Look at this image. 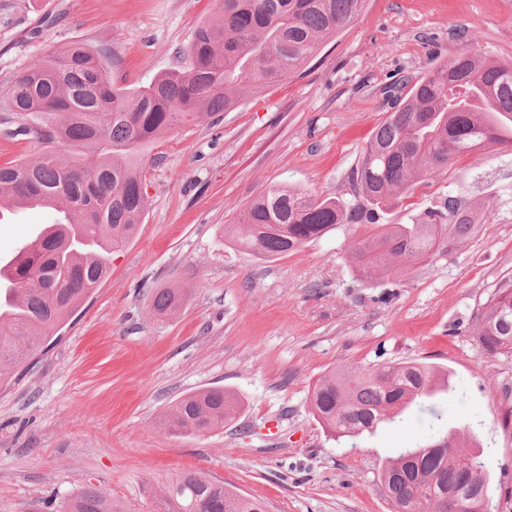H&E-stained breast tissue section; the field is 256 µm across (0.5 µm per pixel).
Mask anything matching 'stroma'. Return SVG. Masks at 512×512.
<instances>
[{
	"label": "stroma",
	"mask_w": 512,
	"mask_h": 512,
	"mask_svg": "<svg viewBox=\"0 0 512 512\" xmlns=\"http://www.w3.org/2000/svg\"><path fill=\"white\" fill-rule=\"evenodd\" d=\"M217 0H0V86L81 42L116 88L184 67ZM472 46L512 61V0H366L360 15L285 81L212 124L180 128L147 157L148 208L110 273L26 369L0 386V512H60L87 486L147 512L150 490L193 470L262 499L267 512H392L381 469L402 449L468 431L462 457L489 463L491 512H512V354H489L474 314L512 276V145L423 177L384 216L416 223L453 196L475 216L433 261L366 280L338 225L276 259L231 245L224 227L272 186L350 198L352 173L394 95ZM51 211L0 223V258L35 240ZM180 288L170 318L150 312ZM428 362L448 374L433 400L354 439L314 419L315 382L341 363ZM243 402L192 438L157 422L210 388ZM182 302V295L177 288H160L156 291L152 304V314L160 317L176 313Z\"/></svg>",
	"instance_id": "obj_1"
}]
</instances>
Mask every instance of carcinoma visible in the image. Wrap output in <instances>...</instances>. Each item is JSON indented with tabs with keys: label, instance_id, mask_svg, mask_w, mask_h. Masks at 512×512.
I'll return each mask as SVG.
<instances>
[{
	"label": "carcinoma",
	"instance_id": "cac0c4a2",
	"mask_svg": "<svg viewBox=\"0 0 512 512\" xmlns=\"http://www.w3.org/2000/svg\"><path fill=\"white\" fill-rule=\"evenodd\" d=\"M216 20L198 27L184 49L187 69L160 75L147 86H112L104 57L74 42L39 59L0 89L23 135L44 145L33 160L0 165V203L43 196L68 213L67 241L39 239L27 246L11 282L16 317L0 319V384L44 339L82 305L108 276V256L135 236L147 206L142 179L149 148L186 124L203 125L233 110L244 92H256L302 68L321 44L343 31L364 0H218ZM512 63L464 48L419 78L399 97L365 148L352 198L317 197L271 186L225 228L236 246L280 258L339 224L370 226L353 259L367 278L400 263L431 259L437 247L472 224L454 197L418 224H383V214L404 198L420 175L454 157L501 144L512 135ZM177 288H160L152 314L176 313ZM475 336L491 354L512 353V277L475 316ZM445 377L423 362L362 367L340 364L324 373L310 394V410L334 436L355 438L429 402ZM241 409L227 389H207L176 402L161 425L176 436L224 427ZM455 432L404 450L385 465L381 485L393 506L408 512H482L487 463L459 455ZM457 494L448 501V491ZM61 512H131L126 501L88 486L67 498ZM151 512H266L244 496L197 472L163 482Z\"/></svg>",
	"mask_w": 512,
	"mask_h": 512
}]
</instances>
